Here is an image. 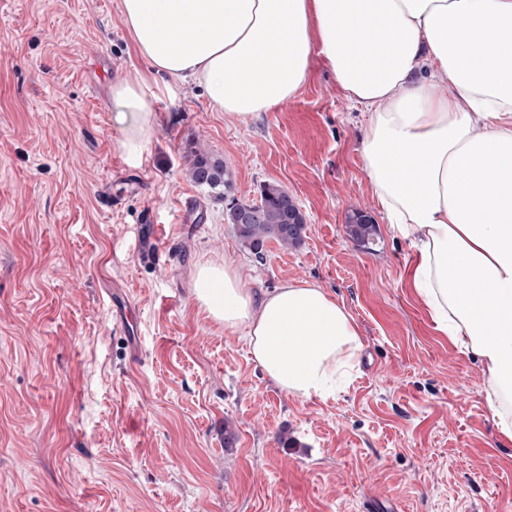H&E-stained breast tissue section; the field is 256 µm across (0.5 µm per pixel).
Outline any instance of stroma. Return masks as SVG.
<instances>
[{
    "label": "stroma",
    "mask_w": 512,
    "mask_h": 512,
    "mask_svg": "<svg viewBox=\"0 0 512 512\" xmlns=\"http://www.w3.org/2000/svg\"><path fill=\"white\" fill-rule=\"evenodd\" d=\"M119 3L0 0V512H512V439L409 285L360 107L316 59L295 99L228 120L164 89ZM134 70L156 125L131 157L110 90ZM191 147L235 200L287 189L303 244L257 261L188 178ZM227 257L246 287L304 280L352 314L365 349L335 397L279 390L195 301L196 268ZM376 226L372 218L362 211H354L348 217V234L350 237L364 245L374 239Z\"/></svg>",
    "instance_id": "1"
}]
</instances>
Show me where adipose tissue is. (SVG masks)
I'll use <instances>...</instances> for the list:
<instances>
[{"instance_id":"adipose-tissue-1","label":"adipose tissue","mask_w":512,"mask_h":512,"mask_svg":"<svg viewBox=\"0 0 512 512\" xmlns=\"http://www.w3.org/2000/svg\"><path fill=\"white\" fill-rule=\"evenodd\" d=\"M151 71L203 88L231 119L295 98L313 56L365 115L362 159L391 232L410 242V286L436 331L476 354L487 404L512 439V0H120ZM137 154L154 129L141 74L112 86ZM209 317L244 329L254 362L297 398L336 394L364 343L324 289L254 294L232 260L199 266Z\"/></svg>"}]
</instances>
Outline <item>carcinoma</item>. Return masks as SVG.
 Segmentation results:
<instances>
[{
    "instance_id": "1",
    "label": "carcinoma",
    "mask_w": 512,
    "mask_h": 512,
    "mask_svg": "<svg viewBox=\"0 0 512 512\" xmlns=\"http://www.w3.org/2000/svg\"><path fill=\"white\" fill-rule=\"evenodd\" d=\"M190 175L192 180L207 187L219 197H227L233 183L224 160L191 150ZM225 221L234 227L241 242L255 258H265L266 245L275 242L283 248H296L302 244L306 219L294 198L277 183H265L260 189V203L232 202L227 208ZM376 226L372 218L361 211L348 217V234L359 243L374 239Z\"/></svg>"
}]
</instances>
